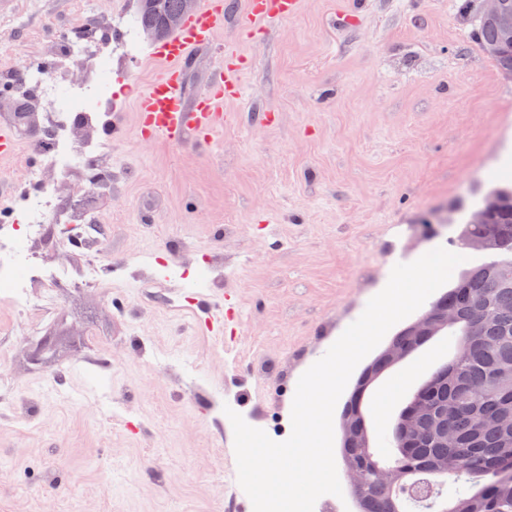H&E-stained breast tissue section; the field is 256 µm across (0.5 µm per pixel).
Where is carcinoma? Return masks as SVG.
Segmentation results:
<instances>
[{
	"label": "carcinoma",
	"instance_id": "1",
	"mask_svg": "<svg viewBox=\"0 0 512 512\" xmlns=\"http://www.w3.org/2000/svg\"><path fill=\"white\" fill-rule=\"evenodd\" d=\"M190 0H140L135 17L138 30L156 38L171 33ZM491 59L512 74V41L504 39L496 21L480 20L475 33ZM28 101L16 98V136L31 141L37 130L27 122ZM498 210L464 225L467 236L484 240L488 259L461 271L455 284L431 304L428 334L419 338L403 329L363 371L343 416L342 454L347 471L358 483L351 487L359 512H405L402 495L426 507L452 482L454 493L433 501L432 512H512V483L501 479L512 466V188L490 189ZM491 311L486 318L478 310ZM456 338L453 360L427 382L431 394L413 428L412 457L394 444L373 450L364 414L369 386L383 372L411 355L432 337Z\"/></svg>",
	"mask_w": 512,
	"mask_h": 512
}]
</instances>
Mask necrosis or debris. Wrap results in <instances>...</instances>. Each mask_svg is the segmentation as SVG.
Wrapping results in <instances>:
<instances>
[{
    "instance_id": "obj_1",
    "label": "necrosis or debris",
    "mask_w": 512,
    "mask_h": 512,
    "mask_svg": "<svg viewBox=\"0 0 512 512\" xmlns=\"http://www.w3.org/2000/svg\"><path fill=\"white\" fill-rule=\"evenodd\" d=\"M88 42L94 45L93 76L80 86L63 84L61 74L71 68L76 55L83 51ZM49 43V62L41 73L35 74L20 88L21 94L31 96L34 111L51 115L50 121L39 127L48 146L39 151L40 163L30 170L36 191L19 202L26 215L25 223L0 224V294L16 304L31 330L45 321L49 303L31 298L27 293L28 284L34 279H56L57 273L20 253L21 236H39L43 225L50 222L73 225L86 240L89 252L78 282L82 285L100 282L95 257L102 240L100 226L91 223V214L87 211L73 215L60 213L53 190L42 179V170L52 168L62 180L68 179L70 172L75 169L90 175L96 171V161L111 151L110 143L101 140L97 133L98 115L106 99L96 93L97 88L105 82L107 66L112 63L111 44L100 42L95 33L87 35L85 42H77L70 29L56 31Z\"/></svg>"
}]
</instances>
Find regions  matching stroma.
<instances>
[{
  "mask_svg": "<svg viewBox=\"0 0 512 512\" xmlns=\"http://www.w3.org/2000/svg\"><path fill=\"white\" fill-rule=\"evenodd\" d=\"M224 0L221 45L185 63L200 91L238 50L240 93L208 144L143 140L137 92L159 72L149 43L112 60L110 118L124 126L105 164L112 185L88 210L104 226L106 287L78 285L86 245L55 244L56 224L22 249L64 271L52 316L28 333L0 296V512H253L240 488L223 399L276 441L292 430L300 376L395 264L457 251L459 212L490 179L512 183V78L478 45L466 0H302L268 30ZM81 0L0 8V67L46 60L48 28H70ZM238 225L216 243V226ZM182 244L165 255L167 241ZM228 258L221 287L198 291L207 253ZM163 287L140 288L144 273ZM223 321L222 330L213 322ZM56 341L40 364L41 337ZM432 338L369 388L372 447L452 357Z\"/></svg>",
  "mask_w": 512,
  "mask_h": 512,
  "instance_id": "stroma-1",
  "label": "stroma"
}]
</instances>
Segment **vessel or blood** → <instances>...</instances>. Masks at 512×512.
<instances>
[{
    "instance_id": "1",
    "label": "vessel or blood",
    "mask_w": 512,
    "mask_h": 512,
    "mask_svg": "<svg viewBox=\"0 0 512 512\" xmlns=\"http://www.w3.org/2000/svg\"><path fill=\"white\" fill-rule=\"evenodd\" d=\"M299 5L300 0H246V17L252 26L264 28L297 14ZM223 32L222 0H197L175 30L154 43L150 56L160 72L146 90L138 92L134 105L152 138L177 144L186 133L207 138L223 126L221 107L238 91L235 68L221 65L216 78L193 96L182 81L191 52L212 45Z\"/></svg>"
}]
</instances>
